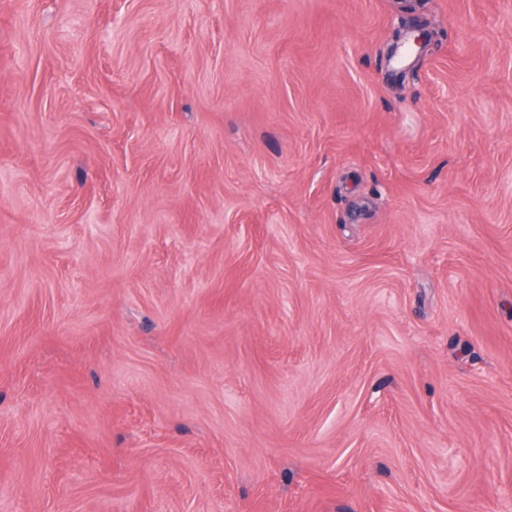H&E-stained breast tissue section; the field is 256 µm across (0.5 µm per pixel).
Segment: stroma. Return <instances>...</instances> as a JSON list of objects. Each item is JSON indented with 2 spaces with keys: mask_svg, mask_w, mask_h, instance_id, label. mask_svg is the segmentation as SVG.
Wrapping results in <instances>:
<instances>
[{
  "mask_svg": "<svg viewBox=\"0 0 512 512\" xmlns=\"http://www.w3.org/2000/svg\"><path fill=\"white\" fill-rule=\"evenodd\" d=\"M0 512H512V0H0ZM413 34L415 43L419 49V53H421L429 45V29L427 28L426 24H422L417 20L405 22L402 24L400 29L395 32V39L389 48L390 59L398 56L399 49L402 47L404 39Z\"/></svg>",
  "mask_w": 512,
  "mask_h": 512,
  "instance_id": "1",
  "label": "stroma"
}]
</instances>
